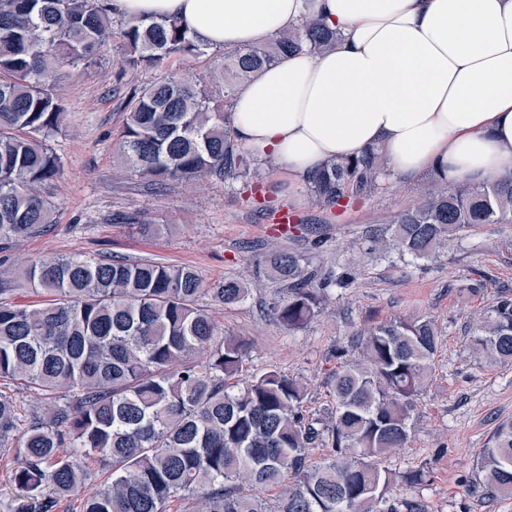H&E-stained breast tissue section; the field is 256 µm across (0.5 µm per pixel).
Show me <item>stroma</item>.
Masks as SVG:
<instances>
[{"label": "stroma", "mask_w": 512, "mask_h": 512, "mask_svg": "<svg viewBox=\"0 0 512 512\" xmlns=\"http://www.w3.org/2000/svg\"><path fill=\"white\" fill-rule=\"evenodd\" d=\"M123 46L81 62L54 91L68 112L50 140L62 158L63 176L44 190L56 222L38 236L12 240L0 253V278L17 288L18 301H36L20 290L13 272L28 260L112 255L193 267L208 286L246 282L249 298L216 310L225 331L252 344L247 372L277 368L309 383L307 407L326 405L325 380L335 369L333 352L355 334L384 321L413 315L436 321L441 332L436 374L415 402L414 429L389 466L430 470L420 485H395L392 505L421 501L426 512H512V496L477 497L468 491L481 448L502 421L512 419V364H489L473 353L470 331L497 292L512 289V224L470 230L454 249L434 260L397 253L369 255L365 239L378 223L418 201L427 175H389L385 189L366 200L320 209L306 187L289 189L279 164L265 167V191L240 180L210 178L155 188L127 172L114 152L123 125V102L134 87L156 80L154 69H125ZM289 215L288 233L279 230ZM293 251L322 268L348 267L349 286L330 291L324 312L307 327L288 331L264 304L275 290L261 270L268 255ZM488 278L482 293L464 288L474 270Z\"/></svg>", "instance_id": "1"}]
</instances>
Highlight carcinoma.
Masks as SVG:
<instances>
[{
  "mask_svg": "<svg viewBox=\"0 0 512 512\" xmlns=\"http://www.w3.org/2000/svg\"><path fill=\"white\" fill-rule=\"evenodd\" d=\"M111 0H0V250L43 233L54 220L39 188L63 175L48 144L66 117L52 86L102 52L112 34ZM122 67L161 69L173 55L208 47L177 19L125 18ZM337 33L317 15L273 41L224 49L211 90L168 73L130 92L116 150L128 172L164 186L171 179L251 177L254 153L233 128L237 88L283 56L321 52ZM380 147L331 160L307 183L317 205L369 198L383 189ZM480 224H512V174L485 182L431 176L425 196L373 230L371 250L437 258ZM276 289L266 307L289 331L323 311L348 270L318 274L302 257L266 261ZM37 305L0 300V381L43 396L24 413L0 393V457H13L17 512H174L195 499L201 512H397L387 494L420 483L424 466L396 472L416 398L434 375L440 331L430 318L370 327L359 344L334 351L330 404L306 408V383L276 368L239 380L249 343L228 336L199 299L219 307L250 289L227 279L203 287L190 266L100 255L35 259L23 270ZM489 363L512 361V290L501 289L470 336ZM70 449L67 454L62 448ZM328 452L320 464L308 452ZM105 468L109 481L95 483ZM474 495H512V420L501 422L478 463ZM276 492L273 505L253 489Z\"/></svg>",
  "mask_w": 512,
  "mask_h": 512,
  "instance_id": "obj_1",
  "label": "carcinoma"
}]
</instances>
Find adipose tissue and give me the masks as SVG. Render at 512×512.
Returning <instances> with one entry per match:
<instances>
[{"mask_svg": "<svg viewBox=\"0 0 512 512\" xmlns=\"http://www.w3.org/2000/svg\"><path fill=\"white\" fill-rule=\"evenodd\" d=\"M181 20L213 48L262 44L323 16V53H292L235 94L239 144L288 184L379 144L403 176L482 182L512 172V0H114Z\"/></svg>", "mask_w": 512, "mask_h": 512, "instance_id": "1", "label": "adipose tissue"}]
</instances>
